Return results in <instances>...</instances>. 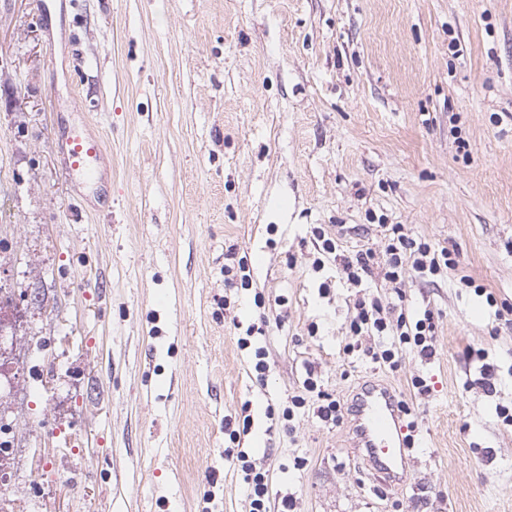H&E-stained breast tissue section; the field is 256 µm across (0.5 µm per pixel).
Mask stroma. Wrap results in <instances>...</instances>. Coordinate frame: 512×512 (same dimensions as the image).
Segmentation results:
<instances>
[{
  "mask_svg": "<svg viewBox=\"0 0 512 512\" xmlns=\"http://www.w3.org/2000/svg\"><path fill=\"white\" fill-rule=\"evenodd\" d=\"M51 10L48 28L36 0H0V289L17 312L0 418L14 424V487L44 485L30 512H202L208 490L215 512H248L224 459V422L246 402L244 446L294 512H512V426L495 411L512 408V314L490 319L475 292L512 305V0ZM68 123L99 135L109 193L72 192L54 140ZM386 224L457 262L433 283L404 277L410 305L436 313L435 354L404 350L394 370L348 329L355 300L390 302L392 283L352 287L337 259L312 269V227L351 257L382 253ZM232 253L250 261L251 291L226 287ZM237 319L266 323L265 384ZM310 365L342 422L309 411L266 438L267 406L300 393ZM372 381L417 423L403 486L350 446L352 401Z\"/></svg>",
  "mask_w": 512,
  "mask_h": 512,
  "instance_id": "obj_1",
  "label": "stroma"
}]
</instances>
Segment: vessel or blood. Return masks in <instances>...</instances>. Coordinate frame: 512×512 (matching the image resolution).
<instances>
[{
    "label": "vessel or blood",
    "mask_w": 512,
    "mask_h": 512,
    "mask_svg": "<svg viewBox=\"0 0 512 512\" xmlns=\"http://www.w3.org/2000/svg\"><path fill=\"white\" fill-rule=\"evenodd\" d=\"M58 150L67 179L80 184L101 181L107 154L101 140L88 126L63 130ZM352 412L353 446L364 449L382 482L399 480L400 470L407 467L406 439L392 390L384 385L365 386L353 401Z\"/></svg>",
    "instance_id": "b4317fda"
}]
</instances>
